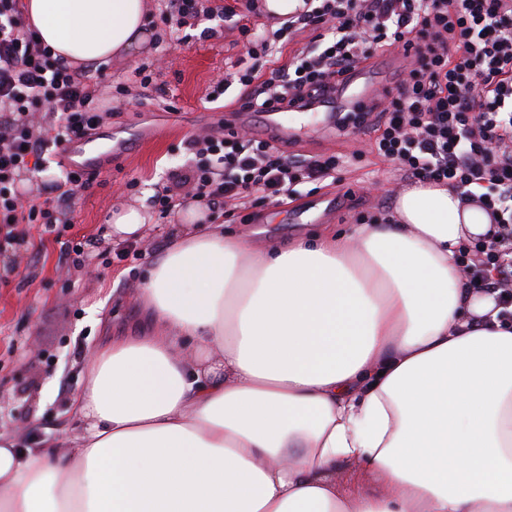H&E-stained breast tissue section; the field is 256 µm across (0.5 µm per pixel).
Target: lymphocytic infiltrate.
I'll return each mask as SVG.
<instances>
[{
	"instance_id": "obj_1",
	"label": "lymphocytic infiltrate",
	"mask_w": 512,
	"mask_h": 512,
	"mask_svg": "<svg viewBox=\"0 0 512 512\" xmlns=\"http://www.w3.org/2000/svg\"><path fill=\"white\" fill-rule=\"evenodd\" d=\"M23 0H0V229L71 223L68 202L90 179L64 169L45 196L22 199V172L39 171L46 152L94 135L104 122L94 84L61 60L25 22ZM288 65L261 72L239 62L243 112L305 108L330 99L344 76L377 54L399 50L405 64L395 88L371 107L348 111L342 130L374 132L371 151L391 162L400 181L428 180L474 196L502 240L512 226V0H305L302 11L248 48L275 56L303 34ZM190 158L169 173L153 197L161 213L188 201L214 218L281 202L297 185L338 181L336 154L291 157L275 140L224 124L193 134ZM479 195H472V188ZM466 285L494 297L512 321V251L487 243L455 254Z\"/></svg>"
}]
</instances>
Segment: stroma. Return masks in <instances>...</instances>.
<instances>
[{
	"mask_svg": "<svg viewBox=\"0 0 512 512\" xmlns=\"http://www.w3.org/2000/svg\"><path fill=\"white\" fill-rule=\"evenodd\" d=\"M208 25L204 19L191 26H160L162 45L147 43L91 72V80L101 85L100 109L112 114L105 132L138 130L153 134V141L113 160L109 172L94 176L90 189L73 196L71 224L53 232L38 224L17 225L18 245L0 253V433L21 447L68 452L82 431L72 405L87 383L89 361L107 336L138 332L137 290L150 260L169 246L171 225L182 221L176 211L154 215L138 243L142 256L124 259L109 235L112 209L150 204L168 172L186 163L183 140L191 133L224 120L247 126L260 138L274 135L262 113L225 111V104L239 97V84L231 83L219 100L210 99L215 84L234 73L247 40L230 23L219 35L204 37ZM160 53L165 63L152 85L133 82L132 69ZM117 82L126 83L125 94L115 92ZM282 120L303 131L297 141L284 144L288 155L350 157L341 182L321 189L298 186L285 204L257 210L251 222L225 224V233L244 235L261 249L272 240L343 231L359 216L391 209L392 198L380 190L391 177V164L371 153V133L324 128L309 112H286ZM68 240L85 244L80 266L66 265L62 258Z\"/></svg>",
	"mask_w": 512,
	"mask_h": 512,
	"instance_id": "1",
	"label": "stroma"
}]
</instances>
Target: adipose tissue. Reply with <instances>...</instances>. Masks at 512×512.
Segmentation results:
<instances>
[{"instance_id":"adipose-tissue-1","label":"adipose tissue","mask_w":512,"mask_h":512,"mask_svg":"<svg viewBox=\"0 0 512 512\" xmlns=\"http://www.w3.org/2000/svg\"><path fill=\"white\" fill-rule=\"evenodd\" d=\"M26 4L75 66L146 40L147 0ZM180 213L136 296L150 327L95 352L72 449L0 435V512H512V326L454 258L497 230L477 203L417 183L391 223L264 250ZM151 221L113 211V242Z\"/></svg>"}]
</instances>
